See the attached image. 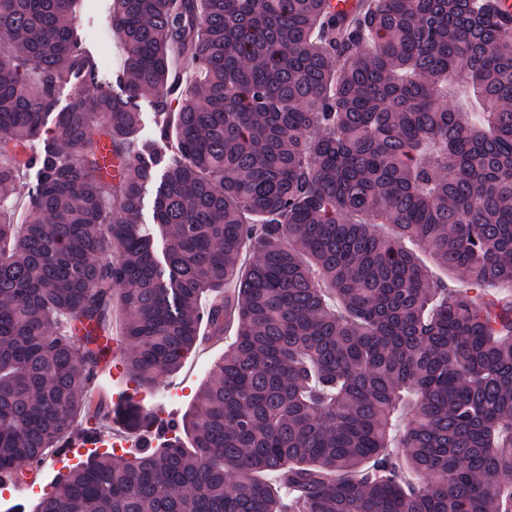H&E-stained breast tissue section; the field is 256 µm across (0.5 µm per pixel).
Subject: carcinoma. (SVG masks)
<instances>
[{"label": "carcinoma", "instance_id": "cac0c4a2", "mask_svg": "<svg viewBox=\"0 0 512 512\" xmlns=\"http://www.w3.org/2000/svg\"><path fill=\"white\" fill-rule=\"evenodd\" d=\"M78 2L0 0V475L24 480L96 415L113 305L145 389L231 311L236 339L175 435L93 452L32 512H512V301L483 292L512 285L498 0H354L351 16L332 0H111V72L82 46ZM81 72L92 91L54 112ZM145 94L175 137L138 139ZM29 169L19 221L9 190ZM111 414L134 435L157 424L129 395Z\"/></svg>", "mask_w": 512, "mask_h": 512}]
</instances>
